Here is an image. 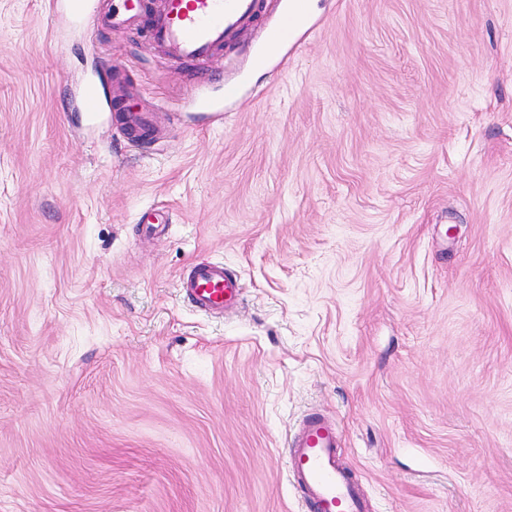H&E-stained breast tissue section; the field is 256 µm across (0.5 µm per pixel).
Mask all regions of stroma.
I'll return each mask as SVG.
<instances>
[{
	"instance_id": "stroma-1",
	"label": "stroma",
	"mask_w": 512,
	"mask_h": 512,
	"mask_svg": "<svg viewBox=\"0 0 512 512\" xmlns=\"http://www.w3.org/2000/svg\"><path fill=\"white\" fill-rule=\"evenodd\" d=\"M113 2L0 0V512H301L311 414L369 512H512V0H258L205 61ZM179 287L194 308L212 314H222L235 307L242 289L239 277L224 270L220 262L191 266L180 277Z\"/></svg>"
}]
</instances>
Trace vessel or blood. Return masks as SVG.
Returning <instances> with one entry per match:
<instances>
[{"label": "vessel or blood", "mask_w": 512, "mask_h": 512, "mask_svg": "<svg viewBox=\"0 0 512 512\" xmlns=\"http://www.w3.org/2000/svg\"><path fill=\"white\" fill-rule=\"evenodd\" d=\"M122 3V11L110 17L117 27L134 25L149 6L144 0ZM149 7L155 12L154 45L174 58L205 61L255 12L256 0H154ZM179 286L194 308L212 314L235 307L242 289L220 262L191 266ZM340 441L335 423L319 414L307 416L287 441V472L305 512H367L364 498L336 463Z\"/></svg>", "instance_id": "b4317fda"}]
</instances>
